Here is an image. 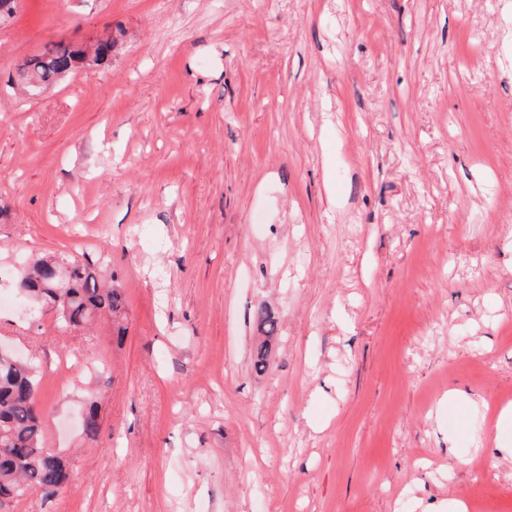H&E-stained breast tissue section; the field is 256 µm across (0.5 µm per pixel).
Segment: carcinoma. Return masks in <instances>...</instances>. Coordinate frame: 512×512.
<instances>
[{
  "instance_id": "obj_1",
  "label": "carcinoma",
  "mask_w": 512,
  "mask_h": 512,
  "mask_svg": "<svg viewBox=\"0 0 512 512\" xmlns=\"http://www.w3.org/2000/svg\"><path fill=\"white\" fill-rule=\"evenodd\" d=\"M113 48L110 36L97 41L90 52L72 42H51L24 57L17 71L33 87H48L80 69L106 64L112 59ZM16 288L44 307H58V318L66 331L82 329L98 315L116 317L125 304L115 275L106 282L95 265L56 255L42 257L24 269ZM252 319L266 337L254 357V369L262 373L269 365L267 341L276 334L279 320L265 305L254 308ZM37 383L36 366L0 351V509L31 493L52 497L70 480L64 456L43 446ZM99 429L98 411L92 403L83 433L94 439Z\"/></svg>"
}]
</instances>
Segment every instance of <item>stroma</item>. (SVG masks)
<instances>
[{"instance_id": "stroma-1", "label": "stroma", "mask_w": 512, "mask_h": 512, "mask_svg": "<svg viewBox=\"0 0 512 512\" xmlns=\"http://www.w3.org/2000/svg\"><path fill=\"white\" fill-rule=\"evenodd\" d=\"M46 254L126 307L65 332L0 284L71 464L10 512H512V0H18L0 267ZM113 48L112 35L98 40L91 52L72 42H51L40 51L24 57L17 71L33 87H48L80 69L106 64L112 59ZM252 319L256 324L257 329L266 337V340L256 350L253 364L255 371L262 373L269 365L267 342H269L276 334L279 326V320L265 305H259L254 308Z\"/></svg>"}]
</instances>
